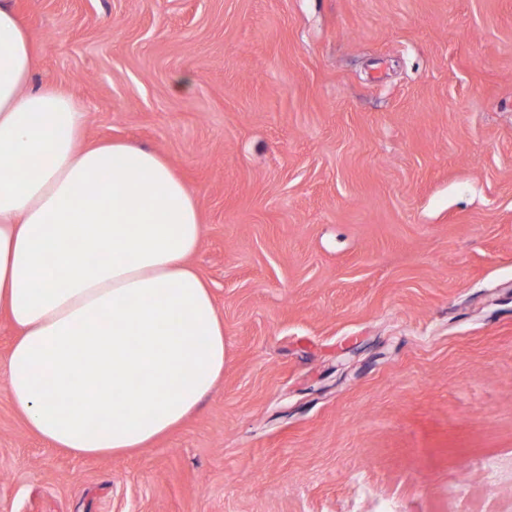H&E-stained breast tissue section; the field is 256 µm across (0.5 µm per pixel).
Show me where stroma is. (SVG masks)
Returning a JSON list of instances; mask_svg holds the SVG:
<instances>
[{"label": "stroma", "instance_id": "35a3bbf8", "mask_svg": "<svg viewBox=\"0 0 512 512\" xmlns=\"http://www.w3.org/2000/svg\"><path fill=\"white\" fill-rule=\"evenodd\" d=\"M16 4L35 82L195 196L225 360L125 457L0 375V512H512V0Z\"/></svg>", "mask_w": 512, "mask_h": 512}]
</instances>
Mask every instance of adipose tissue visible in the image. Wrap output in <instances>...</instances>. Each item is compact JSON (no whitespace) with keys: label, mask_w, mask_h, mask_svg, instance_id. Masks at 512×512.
I'll use <instances>...</instances> for the list:
<instances>
[{"label":"adipose tissue","mask_w":512,"mask_h":512,"mask_svg":"<svg viewBox=\"0 0 512 512\" xmlns=\"http://www.w3.org/2000/svg\"><path fill=\"white\" fill-rule=\"evenodd\" d=\"M32 36L0 0V374L29 430L123 455L194 414L224 374V322L190 263L198 203L158 153L90 142L61 86L30 89Z\"/></svg>","instance_id":"obj_1"}]
</instances>
